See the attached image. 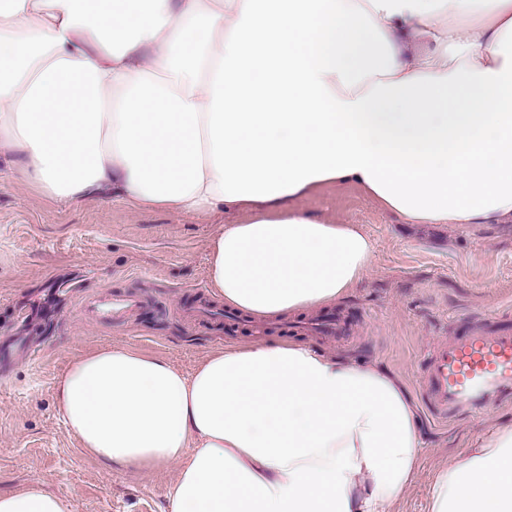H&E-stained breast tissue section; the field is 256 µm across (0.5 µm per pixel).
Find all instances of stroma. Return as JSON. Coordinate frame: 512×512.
I'll list each match as a JSON object with an SVG mask.
<instances>
[{
  "label": "stroma",
  "mask_w": 512,
  "mask_h": 512,
  "mask_svg": "<svg viewBox=\"0 0 512 512\" xmlns=\"http://www.w3.org/2000/svg\"><path fill=\"white\" fill-rule=\"evenodd\" d=\"M298 209L333 224H357L374 243L360 285L335 307L351 324L343 337L301 333L298 316L273 322L269 340L295 339L325 353L378 365L400 377L416 406L422 443L417 478L395 512H429L439 470L462 460L486 424L512 423V407L441 425L419 389L422 353L472 325L512 323L511 224H404L360 188L335 184L297 199ZM239 213L194 216L132 211L105 198L62 206L15 176L0 175V323L14 306L56 304L35 329L29 354L7 366L0 387V491L32 483L68 496L74 512H163L177 464L111 467L86 455L59 409L56 383L78 358L125 347L161 356L189 373L229 342H258L243 314L215 319L208 242ZM133 294L141 304L121 325L94 323L93 296Z\"/></svg>",
  "instance_id": "stroma-1"
}]
</instances>
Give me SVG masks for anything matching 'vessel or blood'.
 Segmentation results:
<instances>
[{
    "mask_svg": "<svg viewBox=\"0 0 512 512\" xmlns=\"http://www.w3.org/2000/svg\"><path fill=\"white\" fill-rule=\"evenodd\" d=\"M136 300L104 294L85 303L95 320L122 323ZM425 406L441 424L512 404V331L469 327L443 337L429 350L420 375Z\"/></svg>",
    "mask_w": 512,
    "mask_h": 512,
    "instance_id": "obj_1",
    "label": "vessel or blood"
}]
</instances>
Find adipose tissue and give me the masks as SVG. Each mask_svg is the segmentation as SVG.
Segmentation results:
<instances>
[{"label":"adipose tissue","mask_w":512,"mask_h":512,"mask_svg":"<svg viewBox=\"0 0 512 512\" xmlns=\"http://www.w3.org/2000/svg\"><path fill=\"white\" fill-rule=\"evenodd\" d=\"M0 155L63 204L104 191L220 225L209 282L256 319L333 306L373 244L295 211L337 183L408 224L512 222V0H0ZM108 465L178 464L166 512H392L420 438L404 386L291 340L192 374L126 348L57 384ZM0 512H73L34 485ZM430 512H512V425L441 469Z\"/></svg>","instance_id":"ef3b65f1"}]
</instances>
